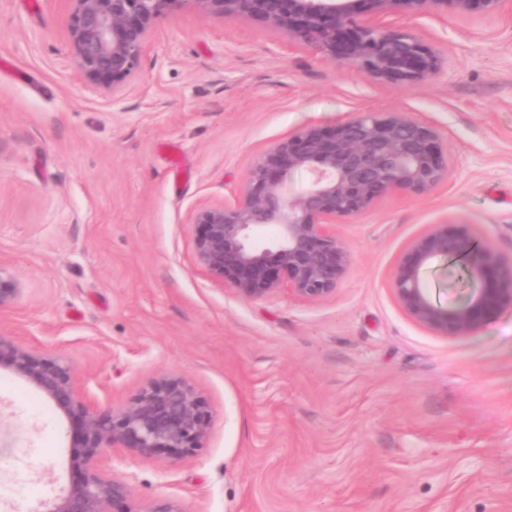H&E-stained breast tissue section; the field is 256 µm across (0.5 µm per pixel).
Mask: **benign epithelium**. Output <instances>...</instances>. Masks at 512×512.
I'll list each match as a JSON object with an SVG mask.
<instances>
[{"instance_id": "benign-epithelium-1", "label": "benign epithelium", "mask_w": 512, "mask_h": 512, "mask_svg": "<svg viewBox=\"0 0 512 512\" xmlns=\"http://www.w3.org/2000/svg\"><path fill=\"white\" fill-rule=\"evenodd\" d=\"M69 41L79 73L120 94L150 43L155 20L172 10L226 19L259 20L288 41L320 50L330 62L379 84L408 87L441 68L435 49L414 29L390 18L445 19L479 13L512 17V0H71ZM448 143L433 126L401 110L358 112L331 125H311L284 137L247 172L234 202L193 216L198 265L245 301L269 298L282 287L299 301L336 293L351 262L336 233L377 202L422 196L448 177ZM297 172L307 187L288 194ZM436 260L461 261L480 283L458 306L434 303L421 273ZM391 290L406 316L448 338L477 331L504 307L512 308V264L474 239L461 223L437 224L413 240L393 274ZM23 288L9 261L0 260V314L11 312ZM23 378L76 426L71 464L78 474L47 512H183L175 500L137 502L130 485L101 465L115 448L132 458L162 456L174 463L204 447L211 416L181 376L162 373L133 402L96 409L80 394L75 369L48 358L0 330V370Z\"/></svg>"}]
</instances>
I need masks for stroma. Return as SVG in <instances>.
<instances>
[{
	"mask_svg": "<svg viewBox=\"0 0 512 512\" xmlns=\"http://www.w3.org/2000/svg\"><path fill=\"white\" fill-rule=\"evenodd\" d=\"M70 0H0V258L24 295L19 341L76 369L101 407L162 372L211 415L195 454L109 462L135 500L184 512H512V309L447 338L413 323L390 281L445 222L512 260V19L413 27L442 68L379 85L254 20L174 10L120 97L88 86ZM400 109L448 140L433 192L396 195L337 225L352 261L335 295L236 297L194 259L193 213L233 199L256 158L310 125ZM456 306L476 281L422 272ZM71 423L0 371V512H39L74 474Z\"/></svg>",
	"mask_w": 512,
	"mask_h": 512,
	"instance_id": "1",
	"label": "stroma"
}]
</instances>
